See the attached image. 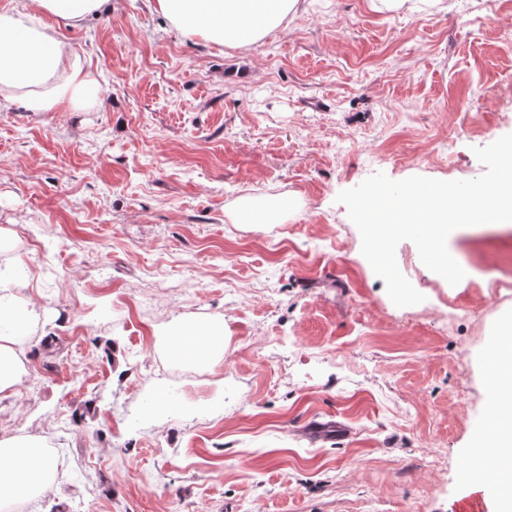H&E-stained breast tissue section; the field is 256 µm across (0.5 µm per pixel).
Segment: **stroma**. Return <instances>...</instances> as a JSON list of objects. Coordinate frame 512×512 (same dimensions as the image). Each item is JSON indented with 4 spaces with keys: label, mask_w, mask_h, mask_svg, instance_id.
Listing matches in <instances>:
<instances>
[{
    "label": "stroma",
    "mask_w": 512,
    "mask_h": 512,
    "mask_svg": "<svg viewBox=\"0 0 512 512\" xmlns=\"http://www.w3.org/2000/svg\"><path fill=\"white\" fill-rule=\"evenodd\" d=\"M301 0L257 42L112 0L58 27L105 91L0 103V266L32 305L0 440L51 487L12 512H458L512 289V224L458 229L449 285L401 242L399 307L338 194L377 172L466 180L512 133V0ZM283 199L277 224L236 220ZM222 326L207 366L169 333Z\"/></svg>",
    "instance_id": "35a3bbf8"
}]
</instances>
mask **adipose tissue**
<instances>
[{
    "instance_id": "adipose-tissue-1",
    "label": "adipose tissue",
    "mask_w": 512,
    "mask_h": 512,
    "mask_svg": "<svg viewBox=\"0 0 512 512\" xmlns=\"http://www.w3.org/2000/svg\"><path fill=\"white\" fill-rule=\"evenodd\" d=\"M155 10L184 33L217 46L239 47L277 29L300 8V0H152ZM112 0H31L30 6L0 11V99L19 101L33 112H81L102 94L93 74L85 71L72 46L59 38L56 25L79 26L111 11ZM0 273V394L7 396L21 381L24 338L32 309L20 306ZM223 342L221 328L211 326L178 333L176 353L186 359L208 358ZM494 376L503 386L493 404L494 437L478 435L475 448H491L509 466L483 492L488 512H512V347L494 344ZM51 458L28 439L0 441V507L40 496L49 486Z\"/></svg>"
}]
</instances>
